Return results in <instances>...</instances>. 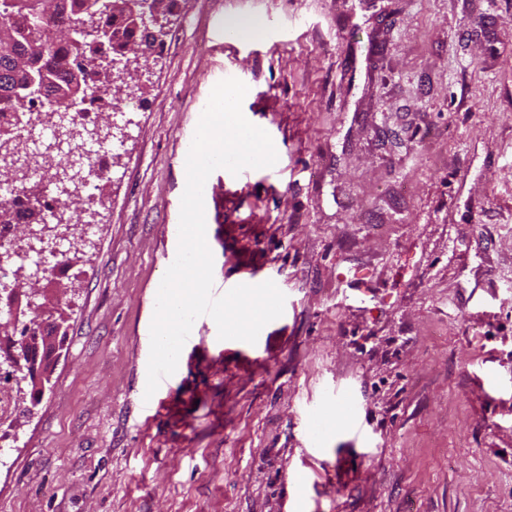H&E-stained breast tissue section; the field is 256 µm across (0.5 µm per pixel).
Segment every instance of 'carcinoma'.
<instances>
[{"label": "carcinoma", "mask_w": 512, "mask_h": 512, "mask_svg": "<svg viewBox=\"0 0 512 512\" xmlns=\"http://www.w3.org/2000/svg\"><path fill=\"white\" fill-rule=\"evenodd\" d=\"M26 2L0 0V26L9 28L17 48L30 61L26 83L11 94H0V113L16 110L33 89L42 96L76 101L87 85L101 84L100 65L112 63V56L125 55L129 45L143 40L141 31L117 23L116 14L101 11L97 0H59L57 13L48 18L34 14ZM62 24L72 29V38L53 37V30ZM101 29L112 31L113 37L98 39L96 31ZM48 207L46 194L33 191L27 195L23 217L37 222Z\"/></svg>", "instance_id": "obj_1"}]
</instances>
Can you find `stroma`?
I'll list each match as a JSON object with an SVG mask.
<instances>
[{
	"mask_svg": "<svg viewBox=\"0 0 512 512\" xmlns=\"http://www.w3.org/2000/svg\"><path fill=\"white\" fill-rule=\"evenodd\" d=\"M160 24L98 115L101 206L61 244L51 388L0 423V512H512V0H177ZM226 78L282 174H211L213 279L288 304L253 344L197 326L143 418L182 134ZM140 348L144 353V362H143V385L141 389V407L140 411L142 414L146 415V417H150L153 412L156 403L158 401V397L170 386L172 376L165 377L161 380L160 385L156 392L152 395V397L146 402L144 400L146 385H147V368H148V360L150 355V332L143 336L142 339L139 340ZM160 403V401H158Z\"/></svg>",
	"mask_w": 512,
	"mask_h": 512,
	"instance_id": "stroma-1",
	"label": "stroma"
}]
</instances>
